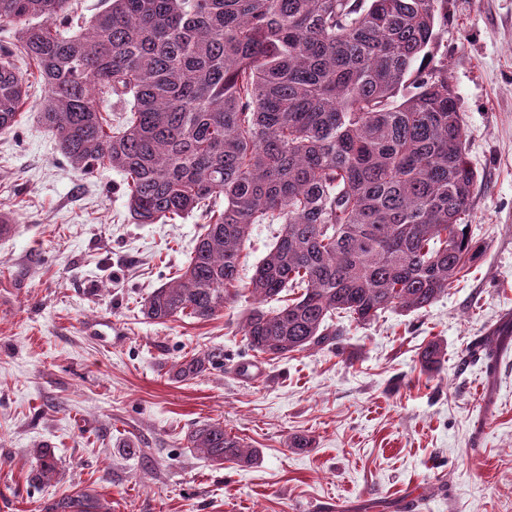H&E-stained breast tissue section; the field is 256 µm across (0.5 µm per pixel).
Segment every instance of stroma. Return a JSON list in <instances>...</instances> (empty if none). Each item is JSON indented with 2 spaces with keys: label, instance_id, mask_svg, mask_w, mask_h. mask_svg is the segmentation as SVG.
I'll list each match as a JSON object with an SVG mask.
<instances>
[{
  "label": "stroma",
  "instance_id": "stroma-1",
  "mask_svg": "<svg viewBox=\"0 0 512 512\" xmlns=\"http://www.w3.org/2000/svg\"><path fill=\"white\" fill-rule=\"evenodd\" d=\"M436 39L477 171L470 215L482 251L432 306L345 324L336 350L268 361L240 323L256 264L280 231L256 224L238 296L213 320L144 319L140 302L191 256L202 217L132 223L122 172L84 174L60 155L28 76L18 122L0 132V512H41L79 490L107 512H512V0H447ZM439 341L438 371L419 355ZM496 351L495 368L467 354ZM223 363L175 381L190 352ZM214 420L259 449L251 467L187 446ZM306 435L311 447H291ZM134 442L139 454L126 450ZM58 475L31 482L33 451Z\"/></svg>",
  "mask_w": 512,
  "mask_h": 512
}]
</instances>
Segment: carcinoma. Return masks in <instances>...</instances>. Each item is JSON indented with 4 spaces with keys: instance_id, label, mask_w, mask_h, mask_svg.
Returning <instances> with one entry per match:
<instances>
[{
    "instance_id": "obj_1",
    "label": "carcinoma",
    "mask_w": 512,
    "mask_h": 512,
    "mask_svg": "<svg viewBox=\"0 0 512 512\" xmlns=\"http://www.w3.org/2000/svg\"><path fill=\"white\" fill-rule=\"evenodd\" d=\"M444 3L104 0L65 35L68 0H0V23L20 26L17 51L0 53V129L27 96L19 55L44 83L39 117L61 156L83 173L122 171L133 223L203 217L189 261L141 301L144 318L213 319L237 296L251 226L280 224L242 336L271 361L332 349L344 333L334 319L425 309L478 254L465 224L478 174L435 42ZM110 96L125 104L112 123L98 105ZM289 288L300 295L262 307ZM444 354L429 342L422 368ZM219 358L185 356L172 377ZM188 443L218 465L259 458L217 421ZM33 455V480L50 484L54 453ZM43 512L103 506L80 490Z\"/></svg>"
}]
</instances>
